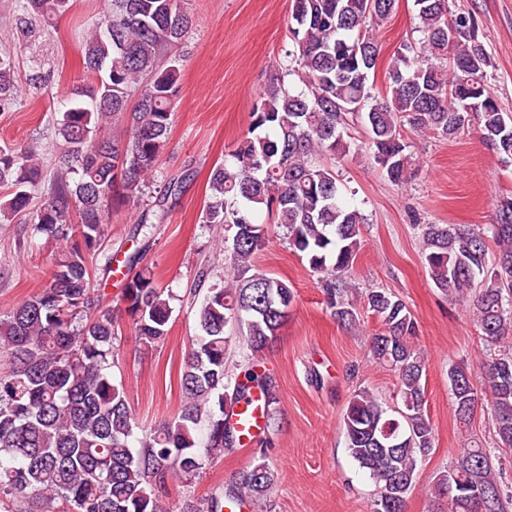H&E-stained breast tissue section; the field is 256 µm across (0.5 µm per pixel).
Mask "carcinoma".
Listing matches in <instances>:
<instances>
[{
	"label": "carcinoma",
	"mask_w": 512,
	"mask_h": 512,
	"mask_svg": "<svg viewBox=\"0 0 512 512\" xmlns=\"http://www.w3.org/2000/svg\"><path fill=\"white\" fill-rule=\"evenodd\" d=\"M421 38L400 45L387 81L375 77L381 45L374 31L398 0H291L289 49L283 79L271 85L251 112L249 133L213 167L204 223L220 224L231 275L206 288L195 310L197 335L184 363L178 414L146 429L139 425L112 367L121 335L114 309L91 302L92 262L106 239L112 205L138 203L145 175L155 167L174 120L182 59L170 55L191 19L183 0H112V13L87 35L83 70L104 74L74 92L57 135L64 146L59 169L47 183V204L32 208L42 188L33 146L0 145V221L27 218L33 232L63 244L46 284L0 317V348L9 366L0 373V512L32 498L41 512L61 501L69 512H169L173 478L191 480L205 465L236 447L232 408L252 389L275 403L267 377L251 368L227 381L224 358L238 343L256 357L279 335L295 290L255 265L269 241L270 224L288 231V245L318 276L327 308L350 327L360 322L357 299L378 319L370 343L374 363L393 371L400 405L390 407L366 387L354 390L343 423L347 449L369 475L376 493L367 512H405L419 480L418 464L435 445L427 414L426 360L414 345L418 321L392 292L360 294L348 281L361 248L362 214L342 200L335 169L324 158L367 154L389 181L411 178L413 158L404 133L453 140L477 119L481 139L512 160V115L502 111L487 80L492 61L467 13L448 0H415ZM73 0H26L11 17L29 32V16L53 20ZM9 53L0 51V106L16 98ZM137 96L134 105L128 98ZM357 118L367 140L347 135ZM180 192L169 183L153 217ZM498 221L486 227L424 224V260L431 279L449 298L472 311L481 339L498 352L479 364L489 394L474 370L448 368L453 414L472 428L477 414L491 417L494 446L467 438L462 451L430 481L448 512H509L512 487L502 480L496 450L512 448V351L499 344L512 334V197L499 200ZM496 247L490 253L489 244ZM170 291L147 265L125 284L119 301L139 339L160 344L168 336ZM277 483L265 463L239 473L225 494L205 502L190 497L181 512H224L240 498H267Z\"/></svg>",
	"instance_id": "1"
}]
</instances>
